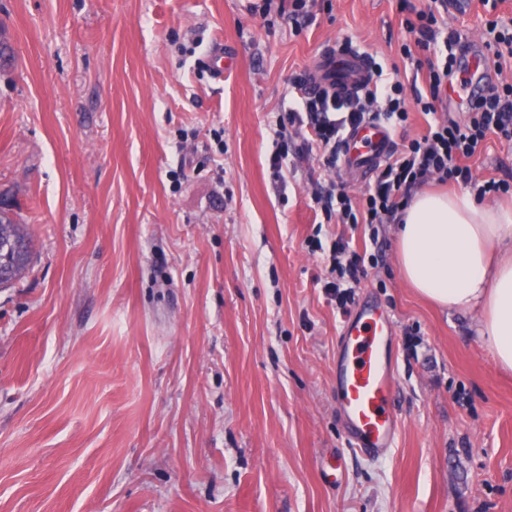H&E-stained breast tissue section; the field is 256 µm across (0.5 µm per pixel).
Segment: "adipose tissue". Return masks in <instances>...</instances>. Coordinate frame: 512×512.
Instances as JSON below:
<instances>
[{
    "mask_svg": "<svg viewBox=\"0 0 512 512\" xmlns=\"http://www.w3.org/2000/svg\"><path fill=\"white\" fill-rule=\"evenodd\" d=\"M404 280L444 311H476L497 367L512 371V209L471 190L417 192L397 226Z\"/></svg>",
    "mask_w": 512,
    "mask_h": 512,
    "instance_id": "ef3b65f1",
    "label": "adipose tissue"
}]
</instances>
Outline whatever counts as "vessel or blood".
Instances as JSON below:
<instances>
[{
    "instance_id": "1",
    "label": "vessel or blood",
    "mask_w": 512,
    "mask_h": 512,
    "mask_svg": "<svg viewBox=\"0 0 512 512\" xmlns=\"http://www.w3.org/2000/svg\"><path fill=\"white\" fill-rule=\"evenodd\" d=\"M487 62L474 44L460 53L458 78L448 84L453 103L474 98L487 87ZM371 76L368 59L353 51L340 59L322 78L324 85L340 93L361 89ZM393 149L392 134L381 123H367L351 130L344 138L342 164L359 176L374 172ZM395 328L377 303H363L355 315L344 321L332 363L336 385V408L344 418L355 452L379 457L392 447L399 417L393 399L396 368L390 356Z\"/></svg>"
}]
</instances>
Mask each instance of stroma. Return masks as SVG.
<instances>
[{
    "mask_svg": "<svg viewBox=\"0 0 512 512\" xmlns=\"http://www.w3.org/2000/svg\"><path fill=\"white\" fill-rule=\"evenodd\" d=\"M262 5L0 0V195L34 243L0 288V512H512V372L480 313L409 287L393 225L319 222L318 153L289 154L282 195L269 168L294 79L347 41L412 70L410 13L313 0L298 28ZM471 165L512 178V147ZM339 238L380 252L355 299L396 325L378 459L336 410Z\"/></svg>",
    "mask_w": 512,
    "mask_h": 512,
    "instance_id": "35a3bbf8",
    "label": "stroma"
}]
</instances>
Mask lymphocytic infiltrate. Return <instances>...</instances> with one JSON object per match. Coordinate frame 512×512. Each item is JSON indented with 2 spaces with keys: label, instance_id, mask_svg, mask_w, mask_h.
<instances>
[{
  "label": "lymphocytic infiltrate",
  "instance_id": "f902f5d3",
  "mask_svg": "<svg viewBox=\"0 0 512 512\" xmlns=\"http://www.w3.org/2000/svg\"><path fill=\"white\" fill-rule=\"evenodd\" d=\"M448 0H428L416 10V19L407 23L408 32L417 36L415 45H402L403 55L412 47L429 50L436 40H443L445 54L416 62L424 71L427 93H415L406 99L399 72H385L374 66L368 82L356 93L342 94L333 87L309 89L308 80L296 78L301 95L295 107L279 115L276 139L269 162L275 179H282L293 137H301L304 151H321L324 164L336 169L345 130L368 121H379L390 128L405 126L411 109L432 116L425 134L410 139L394 149L378 167L373 183L361 197L349 195L343 184L328 181L312 195V201L326 218L340 224H396L414 193L428 180L456 183L469 188L477 198L512 196V183L503 179H479L470 165L488 138L512 145V84L491 86L483 95L470 100L463 118L439 113L447 101L449 80L455 78L454 46L458 33L441 36L437 13L447 8ZM329 275L324 283L337 308L348 310L355 300V290L366 277L374 259L351 250L348 243L336 241L329 256Z\"/></svg>",
  "mask_w": 512,
  "mask_h": 512
}]
</instances>
